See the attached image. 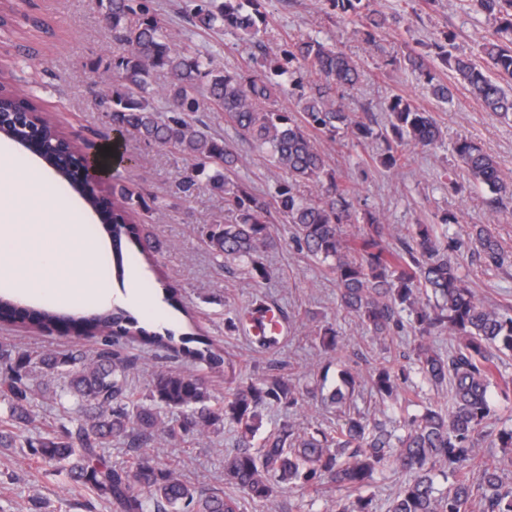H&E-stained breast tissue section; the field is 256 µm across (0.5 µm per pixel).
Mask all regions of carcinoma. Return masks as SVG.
Here are the masks:
<instances>
[{
	"label": "carcinoma",
	"instance_id": "cac0c4a2",
	"mask_svg": "<svg viewBox=\"0 0 512 512\" xmlns=\"http://www.w3.org/2000/svg\"><path fill=\"white\" fill-rule=\"evenodd\" d=\"M118 43L114 58L110 99L112 124L120 132L171 146L193 162L186 187L199 176L233 202L234 221L210 225L208 246L224 260L239 262L264 278L268 270L264 253L275 248L265 216L276 205L285 223L296 230V242L306 253L327 264L336 277L340 308L353 314L380 338L392 335L402 324L401 313L420 343L414 365L381 363L369 374L371 391L382 406L400 409L421 397L423 385L447 388L448 411L429 404L418 415H399L402 433L381 422H370L360 412L344 414L331 431L300 428L288 419L263 438L254 439L263 425L261 409L271 403L290 408L304 401L303 392L278 369L272 368L257 382L240 381L228 388L224 404H210L208 387L200 378L161 371L155 375L146 398H137L128 388L124 365L111 339L130 337L145 344L174 349L175 334L160 333L139 325L125 309L116 306L91 312H64L46 306L40 312L44 329L65 323L78 335L100 336L103 348L91 359L77 352L45 353L37 364L47 375L64 371L69 376V395L82 413L76 428L38 439L31 452L66 472L70 480L107 497L117 512H240L234 494L205 493L181 479L176 466L160 468L148 453V445L164 436L174 439L217 430L230 424L236 428V449L224 460V481L267 512H304L303 500L271 506L278 489L291 484L308 494L328 486L345 492L336 502V512H375L374 496L366 493L374 474L396 466L409 474L388 512H512V486L502 467L480 453L491 415V391L507 395L509 386L499 384V354L512 353V309L504 311L477 302L465 284L457 264L448 255L452 243L439 241L433 228L418 224L411 239L392 247L384 243V227L369 215L358 233L343 236L346 224L358 221L355 188L327 168L325 156L313 137L319 132L331 140L342 129L358 140L373 136L370 125L354 121L342 104L343 92L357 85L361 70L352 57L335 45L314 37L301 38L290 49L273 54L268 69L248 76L212 67L209 55L189 47L171 45L166 29L156 16L144 15L136 23L130 0H101ZM345 18H355L365 29L368 42L388 24V16L370 8V0H328ZM468 9L495 22L494 33L478 50L479 56L455 55L449 47L455 34L444 33L445 44L437 45L438 57L453 70L456 79L472 96L498 118L512 120V0H464ZM262 0H224L218 14L196 5L194 18L205 29L222 26L236 34L257 37L266 17ZM405 65L426 79L432 95L441 101L453 98L455 86L435 79L425 58L410 52ZM171 74L168 102L175 115L163 121L150 107L155 72ZM207 83L210 105L224 112V121L250 140L288 180L271 195L254 194L230 181L224 170L236 157L213 138L202 120L189 122L180 112H202L198 85ZM296 97L295 109L284 108L279 99ZM391 122L381 134L385 142L380 163L388 169L401 167L409 145L430 148L441 132L432 113L399 95L387 104ZM1 112H30L31 119L7 130L4 139L19 143L37 133L43 140L60 144V159L45 164L67 181L98 217L93 231L112 238V270L123 277L127 263L151 260L157 247L141 234L136 224L140 202L120 192L112 209L102 208L98 198L85 193L70 177L62 160L76 157L79 149L63 141L56 125L29 103L11 93L0 95ZM457 166L475 184L486 187L500 206L512 204V183L505 180L499 162L471 141L461 139L454 148ZM322 188L321 196L308 199L298 191L302 184ZM475 242L484 261L502 266L507 256L496 237L480 228ZM446 331L456 346L446 354L434 351L426 339ZM196 341L201 349L185 352L214 367L225 364L224 355L213 344L186 333L181 341ZM29 356L12 362L11 376L0 395L8 400L11 420L30 422L25 379ZM358 373L344 367L325 400L343 409L357 383ZM185 413L183 425L173 426L161 418L156 405ZM122 440L135 451L124 466H113L101 449ZM448 487H437V477Z\"/></svg>",
	"mask_w": 512,
	"mask_h": 512
}]
</instances>
